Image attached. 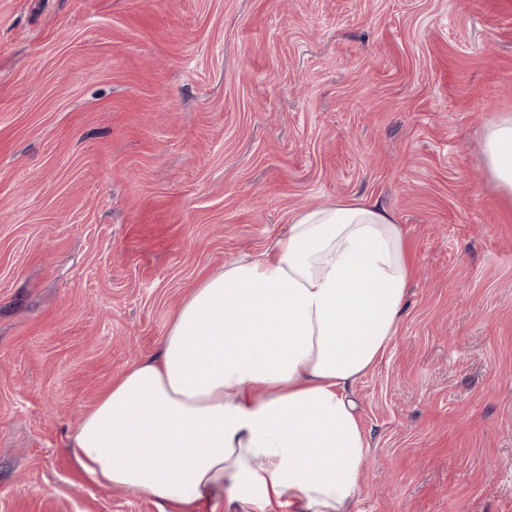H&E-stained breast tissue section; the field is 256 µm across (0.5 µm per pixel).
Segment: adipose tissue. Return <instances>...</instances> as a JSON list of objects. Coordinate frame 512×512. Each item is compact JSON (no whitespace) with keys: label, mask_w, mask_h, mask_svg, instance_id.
<instances>
[{"label":"adipose tissue","mask_w":512,"mask_h":512,"mask_svg":"<svg viewBox=\"0 0 512 512\" xmlns=\"http://www.w3.org/2000/svg\"><path fill=\"white\" fill-rule=\"evenodd\" d=\"M483 154L512 198V117ZM411 276L377 204L298 211L190 290L159 354L113 380L67 451L92 482L160 504L226 488L247 512H351L370 442L349 391L397 335Z\"/></svg>","instance_id":"ef3b65f1"}]
</instances>
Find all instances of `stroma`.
Here are the masks:
<instances>
[{
    "instance_id": "35a3bbf8",
    "label": "stroma",
    "mask_w": 512,
    "mask_h": 512,
    "mask_svg": "<svg viewBox=\"0 0 512 512\" xmlns=\"http://www.w3.org/2000/svg\"><path fill=\"white\" fill-rule=\"evenodd\" d=\"M512 0H0V512H162L65 442L206 274L380 204L413 273L352 512H512ZM483 154L490 178L503 194L512 198V117L490 124Z\"/></svg>"
}]
</instances>
